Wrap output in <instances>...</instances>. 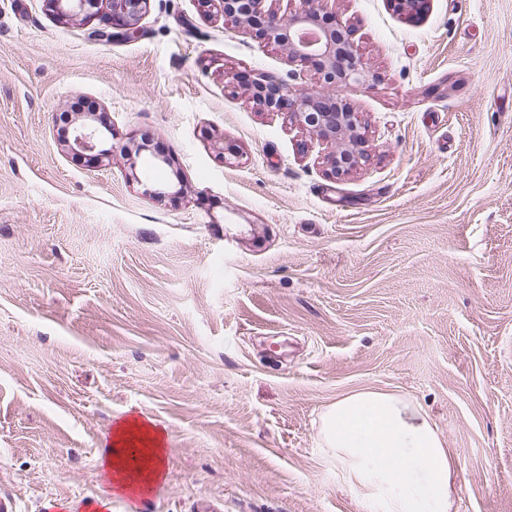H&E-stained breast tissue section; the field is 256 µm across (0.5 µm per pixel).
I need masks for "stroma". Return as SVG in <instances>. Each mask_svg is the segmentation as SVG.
<instances>
[{
  "instance_id": "stroma-1",
  "label": "stroma",
  "mask_w": 512,
  "mask_h": 512,
  "mask_svg": "<svg viewBox=\"0 0 512 512\" xmlns=\"http://www.w3.org/2000/svg\"><path fill=\"white\" fill-rule=\"evenodd\" d=\"M373 79L340 97L366 155L261 112L256 73L318 92L201 0H150L131 38L0 0V494L85 502L135 412L165 477L112 512H375L328 459L319 416L399 392L455 461L454 512H512V0H328ZM87 101L112 159L63 150ZM172 157L156 166L155 156ZM182 195L158 196L160 186Z\"/></svg>"
}]
</instances>
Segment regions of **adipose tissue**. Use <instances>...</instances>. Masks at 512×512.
I'll use <instances>...</instances> for the list:
<instances>
[{
  "mask_svg": "<svg viewBox=\"0 0 512 512\" xmlns=\"http://www.w3.org/2000/svg\"><path fill=\"white\" fill-rule=\"evenodd\" d=\"M164 431L132 414L99 453L108 485L84 512H107L113 497L143 496L165 471ZM319 438L345 481L379 512H451L455 463L436 424L404 396L361 390L328 405Z\"/></svg>",
  "mask_w": 512,
  "mask_h": 512,
  "instance_id": "obj_1",
  "label": "adipose tissue"
}]
</instances>
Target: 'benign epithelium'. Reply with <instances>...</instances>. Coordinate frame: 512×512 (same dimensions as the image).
Returning <instances> with one entry per match:
<instances>
[{"label": "benign epithelium", "instance_id": "benign-epithelium-1", "mask_svg": "<svg viewBox=\"0 0 512 512\" xmlns=\"http://www.w3.org/2000/svg\"><path fill=\"white\" fill-rule=\"evenodd\" d=\"M218 2L224 18L248 26L267 46L281 47L289 63L312 65L325 91L294 92L285 80L259 73L248 84L254 103L263 112H286L296 125L309 131L336 150L326 157L328 171L335 178L350 173L365 153L366 140L356 113L338 97L340 87L350 81L368 79L358 50L349 40V29L333 23L325 0H299L300 7L285 17L266 0H203ZM57 19H88L108 9L105 27L97 30L109 39L134 34L146 13L149 0H48ZM397 11L410 17L421 14L422 0H393ZM112 123L106 117L74 121L60 135L68 153L102 164L111 156Z\"/></svg>", "mask_w": 512, "mask_h": 512}]
</instances>
